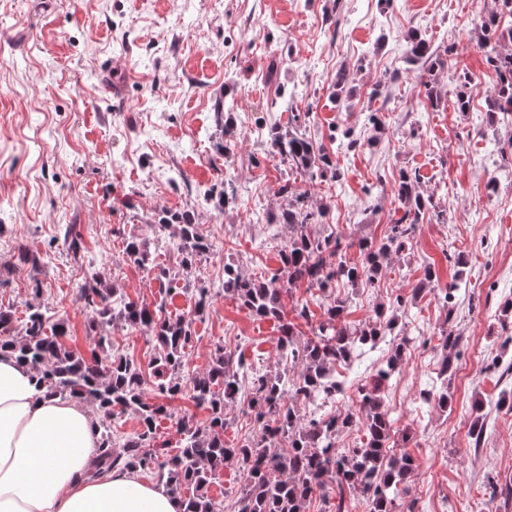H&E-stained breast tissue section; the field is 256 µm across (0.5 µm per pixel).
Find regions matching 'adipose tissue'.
Returning a JSON list of instances; mask_svg holds the SVG:
<instances>
[{"label": "adipose tissue", "mask_w": 512, "mask_h": 512, "mask_svg": "<svg viewBox=\"0 0 512 512\" xmlns=\"http://www.w3.org/2000/svg\"><path fill=\"white\" fill-rule=\"evenodd\" d=\"M98 440L82 403L48 394L34 369L0 355V512H180L133 472L90 477Z\"/></svg>", "instance_id": "obj_1"}]
</instances>
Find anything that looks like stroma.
<instances>
[{"instance_id": "stroma-1", "label": "stroma", "mask_w": 512, "mask_h": 512, "mask_svg": "<svg viewBox=\"0 0 512 512\" xmlns=\"http://www.w3.org/2000/svg\"><path fill=\"white\" fill-rule=\"evenodd\" d=\"M425 33L447 68L408 64V33ZM352 97L334 100L338 71ZM472 79V106L457 112V71ZM436 79L437 105L423 104L422 84ZM496 84L479 42L473 0H0V308L22 317L40 297L70 325L89 353L96 337L77 299L86 269L53 239L75 225L86 257L108 284L154 302L152 274L123 260V237L153 239L164 210H192L212 249L195 275L213 298L197 317L190 369H204L215 343L237 347L259 371L276 370L278 325L251 317L220 284L226 262L250 274L278 266L264 231L285 204L277 189L291 180L343 240L382 237L403 210L392 194L400 171L419 173L439 214L420 224L408 250L394 257L379 287L353 292L347 321L359 323L379 303L403 295L396 328L412 337L381 397L394 419L395 451L415 468L409 496L418 512H512V170L497 147L512 127L485 122V96ZM294 96L278 101L280 87ZM233 103L240 134L229 153L216 102ZM302 113L313 140L350 127L362 144L339 153L338 180H311L270 151L274 125ZM383 121L374 129L370 114ZM166 166L173 180L153 174ZM231 181L235 202L219 213L199 192ZM43 259L40 272L20 253ZM463 255L464 267L449 259ZM438 285L464 279L467 299L447 312L434 292H416L427 264ZM452 320L460 356L449 378L438 375V334ZM389 343L364 347L346 372L343 393L326 413L356 404ZM498 369H491V362ZM447 391L441 409L423 390ZM482 412L486 430L473 443L469 425Z\"/></svg>"}]
</instances>
